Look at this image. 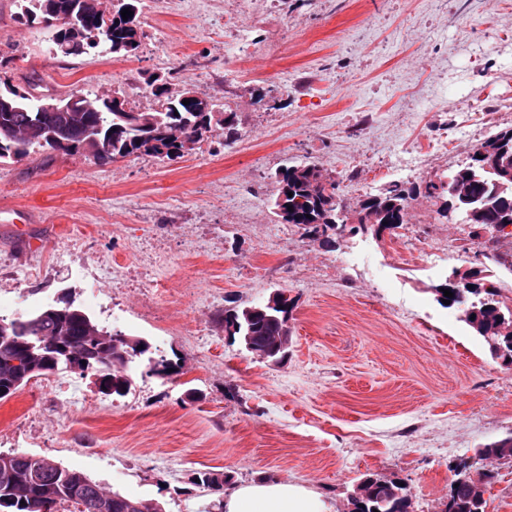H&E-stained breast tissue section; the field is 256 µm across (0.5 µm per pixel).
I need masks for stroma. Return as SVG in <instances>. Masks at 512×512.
<instances>
[{
  "label": "stroma",
  "instance_id": "35a3bbf8",
  "mask_svg": "<svg viewBox=\"0 0 512 512\" xmlns=\"http://www.w3.org/2000/svg\"><path fill=\"white\" fill-rule=\"evenodd\" d=\"M16 11L0 0V76L14 85L116 89L150 112L144 81L158 75L241 123L175 160L34 147L0 164V299L24 315L74 300L177 366L134 364L122 396L89 374L32 379L0 401V454L50 457L163 512H214L259 478L351 512L369 475L403 482L412 512H443L454 464L512 436V368L435 288L488 269L511 306L512 268L422 197L384 234L311 240L275 216L273 177L317 165L353 206L402 178L411 155L429 159L410 182L465 165L512 126L498 109L512 98V0H139L141 46L118 60L54 54L49 29ZM233 196L248 202L238 217L224 211ZM277 290L295 307L274 364L222 318ZM208 471L231 480L198 483Z\"/></svg>",
  "mask_w": 512,
  "mask_h": 512
}]
</instances>
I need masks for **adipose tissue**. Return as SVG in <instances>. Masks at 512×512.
<instances>
[{
  "label": "adipose tissue",
  "mask_w": 512,
  "mask_h": 512,
  "mask_svg": "<svg viewBox=\"0 0 512 512\" xmlns=\"http://www.w3.org/2000/svg\"><path fill=\"white\" fill-rule=\"evenodd\" d=\"M222 512H332L331 507L305 487L259 479L226 494Z\"/></svg>",
  "instance_id": "obj_1"
}]
</instances>
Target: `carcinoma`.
I'll list each match as a JSON object with an SVG mask.
<instances>
[{
    "mask_svg": "<svg viewBox=\"0 0 512 512\" xmlns=\"http://www.w3.org/2000/svg\"><path fill=\"white\" fill-rule=\"evenodd\" d=\"M20 15L26 22L42 21L45 0H18ZM56 11L62 14L90 10L93 0H52ZM97 41L89 48H99L106 54L117 57L136 55L141 45L143 32L140 21H125L115 15L109 21L95 26ZM146 85L154 89L153 95L163 98L161 108L153 112H113L107 104V97L91 96L81 92L69 94L68 99L76 100L82 106L88 102L98 105L101 110L103 133L114 129L106 144H97L88 139L87 131L92 112H52L49 121L64 129L70 142L68 154L83 156L93 153L98 160H111L116 156L146 155L157 158H171L179 143L156 132L167 127L181 134L192 132L197 139L213 138L217 135L233 136L237 133L238 115L228 110H218L216 105L204 98L191 99L182 104V93L170 94L164 80L156 77L146 79ZM35 100L22 95L18 88L0 80V160L13 156L27 155L25 151L8 153L17 146V141L5 139L4 126L13 130L30 127L33 117L31 109ZM321 176V170L314 164L291 165L279 169L274 176L273 210L283 224L303 226L309 236L319 226L331 231L347 227V218H337L344 209L339 201H331L313 193V183ZM434 201L439 217L452 220L462 216V223L471 225V235L480 237V230L486 224L512 221V128L498 131L492 137L476 145L469 157V163L450 176V181H428L422 183H393L377 194L367 195V218H359L373 224L408 223L409 201L418 195ZM460 280L452 284L450 305L463 304L468 296L476 297L470 306L481 314V323L487 326L482 334L491 356L504 367H512V334L503 336L495 327L503 321L512 322V309L503 308L493 299L468 287L466 274L453 271ZM293 302L285 300L275 307H262L260 312L248 308H232L224 311V331L231 337H238L261 347L274 343L280 335L285 321L290 318ZM27 326L18 327L15 320L0 315V389L7 393L6 399L23 388L15 384L17 366L13 361H27L24 373L26 379L45 375L60 369L67 362L66 353L85 351L86 366L102 378V385L108 392L123 396L130 390L128 371L137 358L148 352L144 340L133 341L123 337L117 329L109 330L100 326L82 308L70 305L59 306L48 303L26 318ZM101 332L97 341L85 335L87 326ZM60 337V345L48 349L44 354L27 359V349L16 339L40 344L44 338ZM512 442V436L498 441L479 452L481 459L500 461L506 458L503 444ZM471 464L462 462L456 466L455 479L449 485L448 503L445 512H485L484 490L478 489L469 478ZM362 493L353 498L355 512H410L411 499L406 487L398 481L367 478L360 486ZM112 496L111 512H138L136 505L141 500L126 497L108 490L88 478L84 473L61 467L44 476L41 482L13 485L0 481V499L7 500L9 512H51L58 504L75 503L79 512H95V501L102 496Z\"/></svg>",
    "mask_w": 512,
    "mask_h": 512,
    "instance_id": "1",
    "label": "carcinoma"
}]
</instances>
